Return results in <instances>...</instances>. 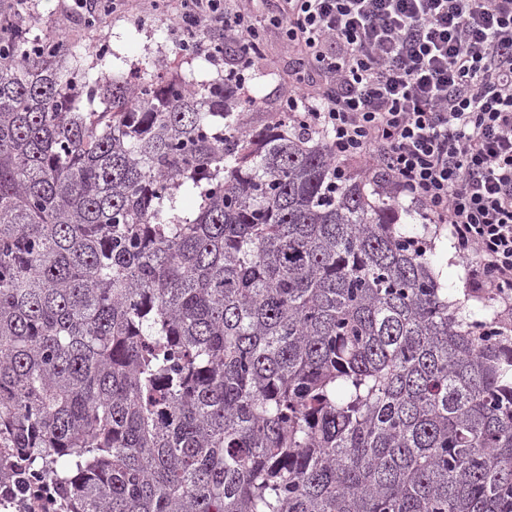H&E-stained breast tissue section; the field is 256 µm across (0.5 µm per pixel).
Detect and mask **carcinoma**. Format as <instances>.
Returning <instances> with one entry per match:
<instances>
[{
    "label": "carcinoma",
    "mask_w": 512,
    "mask_h": 512,
    "mask_svg": "<svg viewBox=\"0 0 512 512\" xmlns=\"http://www.w3.org/2000/svg\"><path fill=\"white\" fill-rule=\"evenodd\" d=\"M71 56L0 5V499L512 512V338L430 225L232 80ZM50 491L46 488L43 482L38 477H32L30 484V493L28 497L17 505L16 511L26 512H44L49 510L45 507L51 505L50 502Z\"/></svg>",
    "instance_id": "obj_1"
}]
</instances>
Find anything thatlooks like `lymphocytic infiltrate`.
<instances>
[{"instance_id": "lymphocytic-infiltrate-1", "label": "lymphocytic infiltrate", "mask_w": 512, "mask_h": 512, "mask_svg": "<svg viewBox=\"0 0 512 512\" xmlns=\"http://www.w3.org/2000/svg\"><path fill=\"white\" fill-rule=\"evenodd\" d=\"M180 2L176 46L213 31L210 57L242 84L265 29L282 30L315 76L281 110L446 226L473 293L512 332V0H282L271 17L252 0Z\"/></svg>"}]
</instances>
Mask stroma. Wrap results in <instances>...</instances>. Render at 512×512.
<instances>
[{
    "label": "stroma",
    "instance_id": "35a3bbf8",
    "mask_svg": "<svg viewBox=\"0 0 512 512\" xmlns=\"http://www.w3.org/2000/svg\"><path fill=\"white\" fill-rule=\"evenodd\" d=\"M30 15L33 34H61L80 57L86 71L95 76L120 80L130 73L149 74L159 67L173 77L195 72L212 79L221 71L220 66L205 61L202 56L179 54L170 35L167 10L163 7L144 19L135 11L123 8L91 22L65 16L59 0H35ZM298 68L296 57L288 52L279 34L266 32L263 56L255 60L248 71L250 92L262 102L261 109L248 115L252 124L270 122ZM434 245L433 271L439 282L454 293L464 294L469 288L467 268L457 257L448 232L440 231Z\"/></svg>",
    "mask_w": 512,
    "mask_h": 512
}]
</instances>
